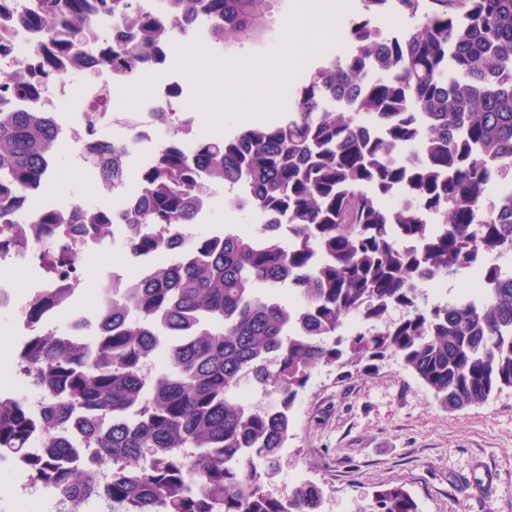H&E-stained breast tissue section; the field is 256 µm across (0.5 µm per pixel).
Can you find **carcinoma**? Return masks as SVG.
<instances>
[{
  "instance_id": "obj_1",
  "label": "carcinoma",
  "mask_w": 512,
  "mask_h": 512,
  "mask_svg": "<svg viewBox=\"0 0 512 512\" xmlns=\"http://www.w3.org/2000/svg\"><path fill=\"white\" fill-rule=\"evenodd\" d=\"M278 2L164 0L149 17L135 0H33L22 18L37 41L30 75L0 78V225L57 156L51 113L17 103L66 74L88 81L162 63L199 26L215 43L254 40ZM362 2L350 49L301 86L285 119L193 151L175 133L126 210L39 219L31 237L45 246L59 224L98 234L119 224L136 255L185 256L113 283L96 349L55 336L29 347L46 433L80 411L96 448L76 466L51 445V456L30 457L37 479L92 497L95 467L110 464L109 512H321L313 481L284 497L266 490L314 369L391 353L448 411L512 389V195L489 197L512 183V0ZM387 8L422 22L384 37L372 19ZM115 13L127 32L103 36L95 59L76 51ZM88 132L98 176L119 181L121 149ZM217 188L271 222L191 233ZM468 274L483 285L478 300L430 299L426 286ZM282 289L296 307L279 302ZM159 352L165 367L145 371ZM247 388L261 399L245 402ZM28 436L23 406L0 401V458L28 452ZM354 512L419 510L394 486Z\"/></svg>"
}]
</instances>
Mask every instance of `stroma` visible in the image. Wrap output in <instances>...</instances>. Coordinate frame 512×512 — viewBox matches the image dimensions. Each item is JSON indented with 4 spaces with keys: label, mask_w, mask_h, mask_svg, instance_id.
<instances>
[{
    "label": "stroma",
    "mask_w": 512,
    "mask_h": 512,
    "mask_svg": "<svg viewBox=\"0 0 512 512\" xmlns=\"http://www.w3.org/2000/svg\"><path fill=\"white\" fill-rule=\"evenodd\" d=\"M301 3L315 18L313 40L335 32L337 53L348 49V22L361 14V0H344L331 15L325 14L322 0H280L261 40L212 47L225 65H253L238 85L225 87L214 71L182 81L188 106L206 105L193 114L200 138L287 116V109L267 105L257 68L283 58V20ZM230 223L249 232L260 219L252 213L237 221L226 214L219 188L191 230L215 233ZM304 480L323 488L322 512H352L355 502L391 486L409 491L420 512H512V389L485 404L450 412L393 354L317 368L299 397L281 470L268 489L285 496Z\"/></svg>",
    "instance_id": "1"
}]
</instances>
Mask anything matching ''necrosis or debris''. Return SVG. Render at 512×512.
I'll return each mask as SVG.
<instances>
[{
	"instance_id": "1",
	"label": "necrosis or debris",
	"mask_w": 512,
	"mask_h": 512,
	"mask_svg": "<svg viewBox=\"0 0 512 512\" xmlns=\"http://www.w3.org/2000/svg\"><path fill=\"white\" fill-rule=\"evenodd\" d=\"M109 90V83L87 82L76 91L67 80L62 79L40 101L43 109L58 115L59 144L69 148L74 171L83 177L87 190L95 193L104 188L89 165L82 139L89 106ZM126 110L132 116L131 121H119L111 113L102 112L98 115V122L101 128L110 130V143L123 149L127 158L139 167L153 157L158 146L173 132L186 126L182 117L183 108L173 103L171 82L166 78L157 81L151 95L136 99L133 104L127 105ZM20 199L21 203L14 212L13 226L18 240L0 255V260L30 271L31 276L21 281L0 277V311L8 312L11 316L8 326L0 331L11 338L9 364L0 366V398L23 404L31 426L30 444L39 454L47 442L42 426L45 394L33 384L24 369L25 349L32 340L56 330L58 320L64 314L77 325L74 332L76 340L87 341L89 332L85 319L74 307L76 299L82 297L88 288L84 257L89 253L106 251L108 245L105 238L100 236H75L59 229L55 237L70 242L71 253L65 262H53L49 251L35 249L34 245L28 243L25 233L37 222L42 212L79 209L83 206L82 201L47 192L37 199L28 190L21 193ZM47 292L56 293V302L46 307L39 319H30V304ZM41 497L52 500L54 512H97L99 507L97 499L72 498L55 485L42 481L37 483L35 490L26 491L24 512H35V503Z\"/></svg>"
}]
</instances>
